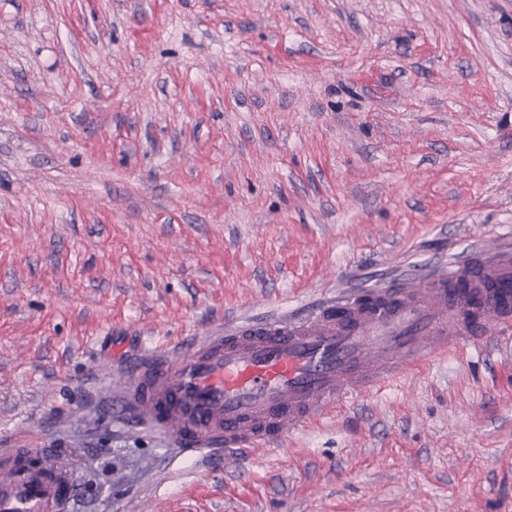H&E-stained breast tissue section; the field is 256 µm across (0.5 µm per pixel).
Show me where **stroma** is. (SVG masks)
Wrapping results in <instances>:
<instances>
[{"label": "stroma", "instance_id": "stroma-1", "mask_svg": "<svg viewBox=\"0 0 512 512\" xmlns=\"http://www.w3.org/2000/svg\"><path fill=\"white\" fill-rule=\"evenodd\" d=\"M512 239V0H0V448L74 512H512V323L313 428L179 458L149 343Z\"/></svg>", "mask_w": 512, "mask_h": 512}]
</instances>
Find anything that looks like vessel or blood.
Instances as JSON below:
<instances>
[{"mask_svg":"<svg viewBox=\"0 0 512 512\" xmlns=\"http://www.w3.org/2000/svg\"><path fill=\"white\" fill-rule=\"evenodd\" d=\"M512 318V248L438 266L403 288L344 296L314 316L238 322L189 350L158 346L126 367L124 413L168 436L177 455L268 445L330 408L486 336ZM38 447L0 451V512H68L76 472Z\"/></svg>","mask_w":512,"mask_h":512,"instance_id":"obj_1","label":"vessel or blood"}]
</instances>
